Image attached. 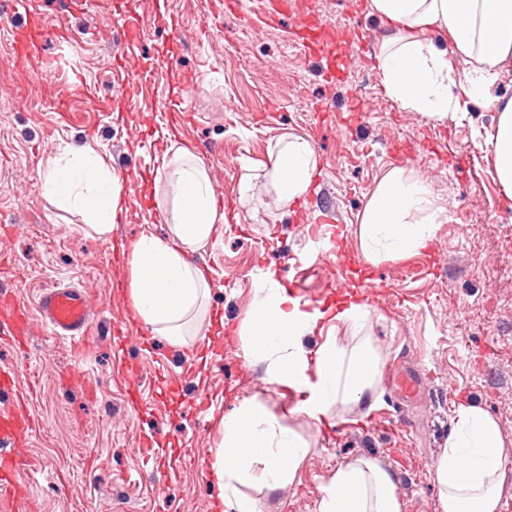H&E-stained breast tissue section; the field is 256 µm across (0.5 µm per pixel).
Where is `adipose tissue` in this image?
<instances>
[{"label":"adipose tissue","mask_w":512,"mask_h":512,"mask_svg":"<svg viewBox=\"0 0 512 512\" xmlns=\"http://www.w3.org/2000/svg\"><path fill=\"white\" fill-rule=\"evenodd\" d=\"M371 13L388 30L377 60L389 95L403 108L435 121H462L469 100L483 98L498 112L488 143L503 197L512 205V99L491 97L502 68L512 65V0H369ZM470 64L464 94L448 62ZM163 164L171 206L164 212L168 239L143 230L126 252L129 307L135 317L178 349L188 344L187 326L206 313L211 279L188 256L204 247L225 220L201 159L171 144ZM317 157L302 136L284 135L269 148L262 169L248 168L238 185V201L256 202L257 187L274 191L280 204L299 201L310 191ZM43 195L78 207L97 233L107 234L124 202L119 177L94 151L78 166L48 160L40 174ZM425 181L403 169L379 179L359 219V249L369 263L402 258L426 246L441 223ZM367 305L305 312L299 300L279 288L267 271L255 290L240 334L248 363L266 365L268 382L294 388L297 411L319 422L336 406H370L376 400L383 361L364 330ZM350 325L352 344L328 339L308 349L307 336L326 323ZM207 480L217 489L215 512H256L242 486L258 483L273 494L292 485L309 452L301 435L282 426L260 398L244 400L221 422ZM506 451L499 428L483 410L461 404L454 411L448 444L433 465L440 512H500ZM318 512H403L393 472L368 457L337 465L322 488Z\"/></svg>","instance_id":"obj_1"}]
</instances>
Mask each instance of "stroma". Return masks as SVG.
<instances>
[{
    "mask_svg": "<svg viewBox=\"0 0 512 512\" xmlns=\"http://www.w3.org/2000/svg\"><path fill=\"white\" fill-rule=\"evenodd\" d=\"M134 5L147 19L160 9L171 14L179 37L152 27L142 41L117 43L108 17L95 24L71 0H34L46 27L67 32L47 41V56L97 90V102L73 103L86 115L76 125L55 126L51 98L63 87L46 90L41 66L15 69L13 34L0 27V291H20L32 304L42 289L83 287L97 322L96 334L76 348L39 324L23 350L0 335V367L17 368L16 394L36 425L15 450L30 477V502L17 512H213L205 469L183 451L209 457L221 419L254 396L309 444L293 485L273 495L246 488L258 512H318L336 466L361 456L396 474L403 512H440L432 465L452 427L456 405L444 398L452 387L498 424L509 450L501 512H512V208L502 204L483 141L497 112L479 101L463 121L439 123L403 109L382 82L374 49L387 26L369 15L368 0H303L331 33L316 52L289 22L268 27L262 0H237L218 18L214 0ZM353 28L366 32L371 50L337 62ZM116 62L130 71L196 74L187 99L194 125H143L140 110L163 104L157 83L139 87L135 111H111L121 97L112 81ZM169 129L202 160L213 190L233 201V220L189 256L201 267L222 255L209 271V306L222 320H202L201 338L185 349L135 320L124 299V244L147 227L168 236L156 215L170 198L153 161L168 150ZM285 134L310 140L324 190L311 204L339 219L338 253L321 262L296 206H281L265 191L257 212L235 203L245 166L267 163L270 145ZM88 145L122 180V218L106 235L38 186L48 159L74 162ZM396 165L425 180L448 219L432 240L436 255L423 249L374 265L359 250V215ZM270 267L295 280L303 298L350 299L366 281L381 288L365 300L368 331L384 368L423 374L420 393L404 398L384 378L373 407L335 408L324 425L293 413L282 388L267 382L264 364L238 365L240 325ZM168 377L178 381L170 395L163 391ZM200 400L212 403L209 422L191 414ZM402 414L403 436L396 431Z\"/></svg>",
    "mask_w": 512,
    "mask_h": 512,
    "instance_id": "stroma-1",
    "label": "stroma"
}]
</instances>
